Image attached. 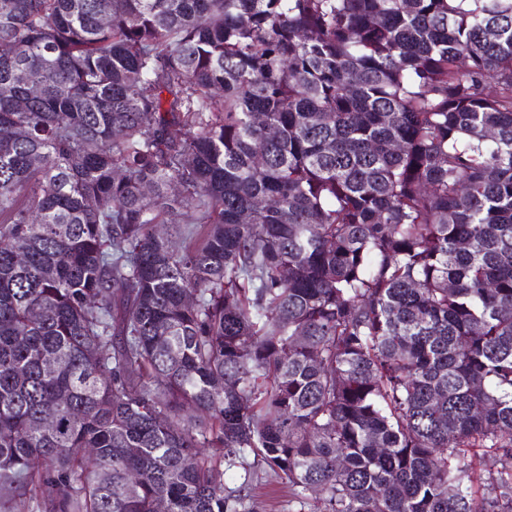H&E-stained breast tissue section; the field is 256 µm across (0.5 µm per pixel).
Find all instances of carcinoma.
I'll use <instances>...</instances> for the list:
<instances>
[{
  "instance_id": "1",
  "label": "carcinoma",
  "mask_w": 512,
  "mask_h": 512,
  "mask_svg": "<svg viewBox=\"0 0 512 512\" xmlns=\"http://www.w3.org/2000/svg\"><path fill=\"white\" fill-rule=\"evenodd\" d=\"M238 464L512 512V0H0V507Z\"/></svg>"
}]
</instances>
